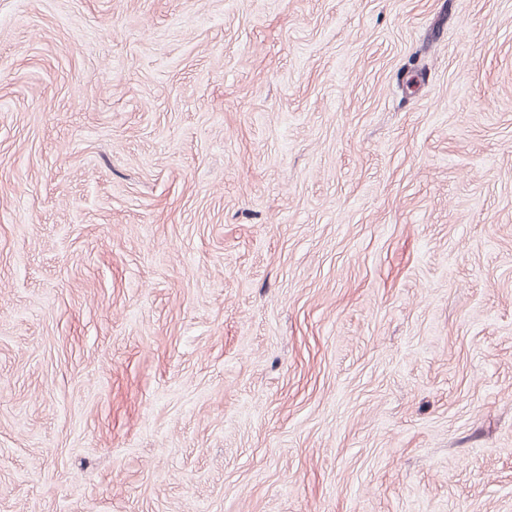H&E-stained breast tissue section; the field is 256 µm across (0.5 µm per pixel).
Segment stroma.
<instances>
[{"instance_id":"stroma-1","label":"stroma","mask_w":512,"mask_h":512,"mask_svg":"<svg viewBox=\"0 0 512 512\" xmlns=\"http://www.w3.org/2000/svg\"><path fill=\"white\" fill-rule=\"evenodd\" d=\"M0 512H512V0H0Z\"/></svg>"}]
</instances>
